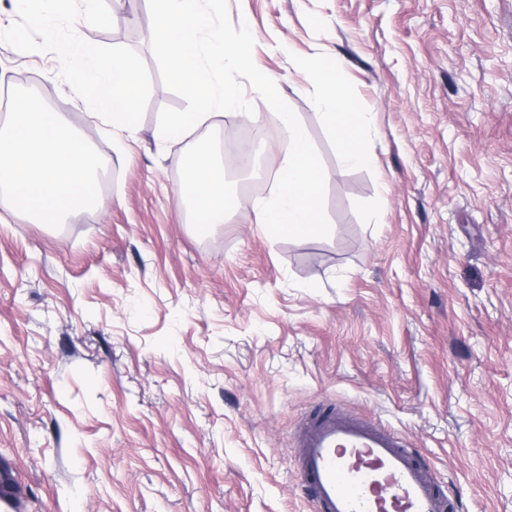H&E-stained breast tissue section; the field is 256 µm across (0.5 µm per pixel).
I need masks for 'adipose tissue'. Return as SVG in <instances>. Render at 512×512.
<instances>
[{
    "instance_id": "obj_1",
    "label": "adipose tissue",
    "mask_w": 512,
    "mask_h": 512,
    "mask_svg": "<svg viewBox=\"0 0 512 512\" xmlns=\"http://www.w3.org/2000/svg\"><path fill=\"white\" fill-rule=\"evenodd\" d=\"M338 65L321 67L313 85L318 103L324 107L331 131L340 144L343 162L370 167L375 163L371 113L359 111L345 86L338 80ZM190 202L198 224L210 228L224 223L232 208V197L224 184V170L202 159L185 177Z\"/></svg>"
}]
</instances>
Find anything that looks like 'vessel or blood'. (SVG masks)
Instances as JSON below:
<instances>
[{
  "instance_id": "b4317fda",
  "label": "vessel or blood",
  "mask_w": 512,
  "mask_h": 512,
  "mask_svg": "<svg viewBox=\"0 0 512 512\" xmlns=\"http://www.w3.org/2000/svg\"><path fill=\"white\" fill-rule=\"evenodd\" d=\"M294 451L313 512H459L402 436L337 408L309 413Z\"/></svg>"
}]
</instances>
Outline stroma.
Instances as JSON below:
<instances>
[{
	"label": "stroma",
	"mask_w": 512,
	"mask_h": 512,
	"mask_svg": "<svg viewBox=\"0 0 512 512\" xmlns=\"http://www.w3.org/2000/svg\"><path fill=\"white\" fill-rule=\"evenodd\" d=\"M256 66L317 147L324 238L274 239L253 209L286 133L254 168L226 112L159 142L162 83L146 0L87 27L147 65L122 149L77 105L52 53L0 42V123L28 81L103 157L111 187L60 228L0 207V460L24 512H309L296 425L340 406L404 435L460 512H512V0H228ZM372 113L376 163L346 166L312 95L316 65ZM234 208L203 231L178 197L198 144Z\"/></svg>",
	"instance_id": "stroma-1"
}]
</instances>
